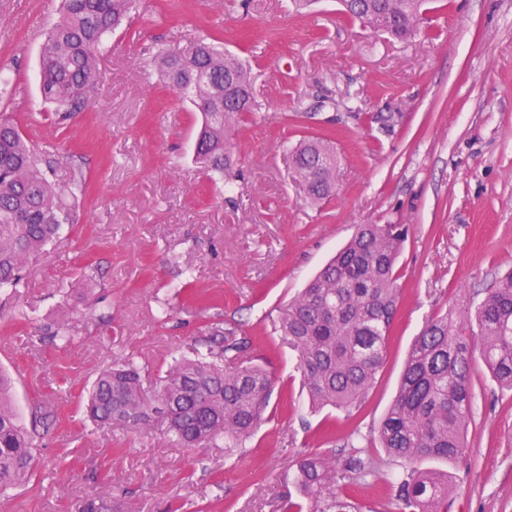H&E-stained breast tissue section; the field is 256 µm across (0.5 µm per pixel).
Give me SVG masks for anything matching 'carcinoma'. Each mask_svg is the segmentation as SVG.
Returning <instances> with one entry per match:
<instances>
[{
    "label": "carcinoma",
    "mask_w": 512,
    "mask_h": 512,
    "mask_svg": "<svg viewBox=\"0 0 512 512\" xmlns=\"http://www.w3.org/2000/svg\"><path fill=\"white\" fill-rule=\"evenodd\" d=\"M136 0H62L59 21L41 49V92L59 121L87 110L99 82L98 60L106 39L130 18ZM348 17L404 39L416 30L425 0H343ZM198 38L180 56L162 55V78L203 115L195 159L229 180L233 159L226 132L255 116L262 104H224V77L252 87L250 71ZM45 152L26 139L13 118L0 113V288L24 280L29 259L57 238L69 221L85 181L67 193L50 180ZM297 179L312 201L332 196L338 155L328 137L301 140L291 151ZM403 224H362L346 246L278 316L276 324L297 353L302 389L314 407L355 408L383 368L395 319L398 258L406 241ZM472 337L446 316L430 319L409 349L393 403L376 428L386 454L402 468L395 485L400 512H447L448 474L418 468L423 458L463 464L464 429L471 418L470 371L475 353L491 375L512 389V273L470 312ZM216 346L193 359L174 361L156 395L145 370L132 360L97 372L87 396L88 417L97 425L150 433L160 429L189 448L221 439L229 453L243 447L264 420L275 385L261 365L240 364L245 343L236 328L216 327ZM13 383L0 371V493L34 474L30 443L12 405ZM294 485L307 502L288 501L287 512H355L343 489L374 475L359 456L338 470L327 455L309 453L295 463Z\"/></svg>",
    "instance_id": "1"
}]
</instances>
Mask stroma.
I'll return each instance as SVG.
<instances>
[{"label": "stroma", "mask_w": 512, "mask_h": 512, "mask_svg": "<svg viewBox=\"0 0 512 512\" xmlns=\"http://www.w3.org/2000/svg\"><path fill=\"white\" fill-rule=\"evenodd\" d=\"M288 3L138 0L131 26L106 44L90 107L60 124L40 92V53L61 2L0 0V75L22 88L9 109L45 150L58 190L86 182L59 242L31 260L17 291L0 290V368L36 463L0 512H282L306 451L399 473L374 430L413 338L435 315L465 322L512 270V0H427L405 40L346 19L339 0L299 13ZM209 33L251 68L264 104L230 139V190L196 161L202 116L155 63ZM380 114L393 116V133ZM327 130L336 194L314 204L289 150ZM361 224L409 227L399 313L359 407L314 410L274 323ZM63 322L67 345L51 339ZM215 323L239 326L249 361L277 376L268 419L241 452L85 418L81 391L100 369L131 358L160 379L172 360L206 351ZM471 382L467 465L420 466L448 472V512H512V390L479 360Z\"/></svg>", "instance_id": "1"}]
</instances>
